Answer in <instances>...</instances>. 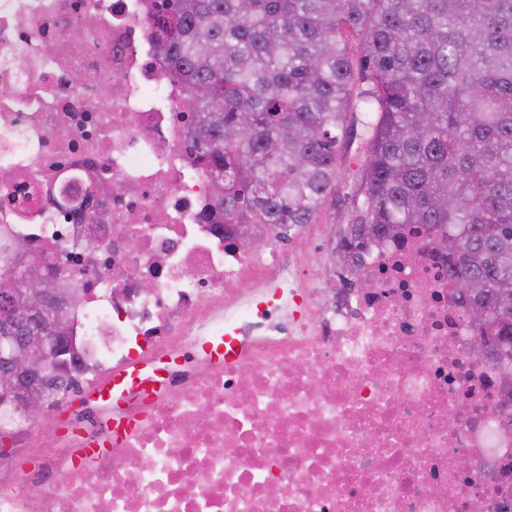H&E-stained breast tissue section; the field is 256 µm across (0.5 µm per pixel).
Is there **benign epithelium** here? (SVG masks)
<instances>
[{
	"label": "benign epithelium",
	"instance_id": "benign-epithelium-1",
	"mask_svg": "<svg viewBox=\"0 0 512 512\" xmlns=\"http://www.w3.org/2000/svg\"><path fill=\"white\" fill-rule=\"evenodd\" d=\"M61 306L57 291L37 273L28 275L15 301L0 305V397L20 401L26 417L42 408L43 399L31 396L29 389L48 367L57 366L61 377L67 374L59 359L67 333L64 321L43 325L39 336L27 335L32 319Z\"/></svg>",
	"mask_w": 512,
	"mask_h": 512
}]
</instances>
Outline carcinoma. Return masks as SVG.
<instances>
[{"label": "carcinoma", "instance_id": "obj_1", "mask_svg": "<svg viewBox=\"0 0 512 512\" xmlns=\"http://www.w3.org/2000/svg\"><path fill=\"white\" fill-rule=\"evenodd\" d=\"M154 28L192 97L198 159L224 175L225 232L287 240L338 201L346 245L418 224L512 369V0H159ZM358 112L364 164L342 197ZM21 276L0 268L10 288Z\"/></svg>", "mask_w": 512, "mask_h": 512}]
</instances>
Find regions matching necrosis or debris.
<instances>
[{
    "mask_svg": "<svg viewBox=\"0 0 512 512\" xmlns=\"http://www.w3.org/2000/svg\"><path fill=\"white\" fill-rule=\"evenodd\" d=\"M151 3L0 0V245L75 291V382L229 325L248 353L106 407L141 421L122 467L107 453L74 467L92 431L58 436L43 474L0 489V512H512V375L470 351L447 252L419 228L324 241L329 292L266 225L241 251L209 219ZM268 288L274 324L254 307Z\"/></svg>",
    "mask_w": 512,
    "mask_h": 512,
    "instance_id": "4bbe7bcc",
    "label": "necrosis or debris"
}]
</instances>
